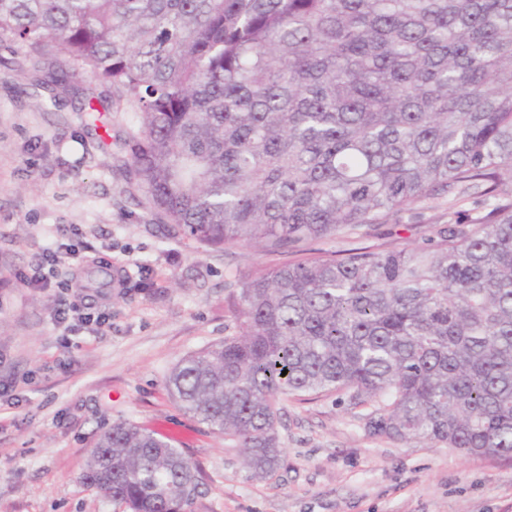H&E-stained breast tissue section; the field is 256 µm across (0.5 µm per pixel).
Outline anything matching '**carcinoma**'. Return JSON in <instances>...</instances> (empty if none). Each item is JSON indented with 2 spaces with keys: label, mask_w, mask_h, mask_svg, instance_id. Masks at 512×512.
<instances>
[{
  "label": "carcinoma",
  "mask_w": 512,
  "mask_h": 512,
  "mask_svg": "<svg viewBox=\"0 0 512 512\" xmlns=\"http://www.w3.org/2000/svg\"><path fill=\"white\" fill-rule=\"evenodd\" d=\"M5 39L136 104L125 164L197 250L302 253L480 189L483 212L420 244L257 269L232 297L241 332L166 388L258 478L290 396L334 394L404 444L512 458V0H0ZM81 480L127 512H189L202 486L129 422Z\"/></svg>",
  "instance_id": "carcinoma-1"
}]
</instances>
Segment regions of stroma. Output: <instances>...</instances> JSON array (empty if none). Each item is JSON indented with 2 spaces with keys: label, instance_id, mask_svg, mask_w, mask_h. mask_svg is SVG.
Returning <instances> with one entry per match:
<instances>
[{
  "label": "stroma",
  "instance_id": "obj_1",
  "mask_svg": "<svg viewBox=\"0 0 512 512\" xmlns=\"http://www.w3.org/2000/svg\"><path fill=\"white\" fill-rule=\"evenodd\" d=\"M36 55L0 43V512H123L80 474L98 435L131 422L172 437L205 486L191 512H512V459L368 435L360 410L335 396L280 402L276 473L252 477L240 448L183 412L165 379L189 354L238 334V280L291 254L232 247L196 253L165 234L116 141L136 107L84 74L73 85L110 97L107 128L84 124L80 96L33 91ZM473 192L403 213L368 237L382 249L468 221ZM78 245L49 288L27 287L47 249ZM110 288L85 285V270ZM98 316L73 334L55 321Z\"/></svg>",
  "mask_w": 512,
  "mask_h": 512
}]
</instances>
